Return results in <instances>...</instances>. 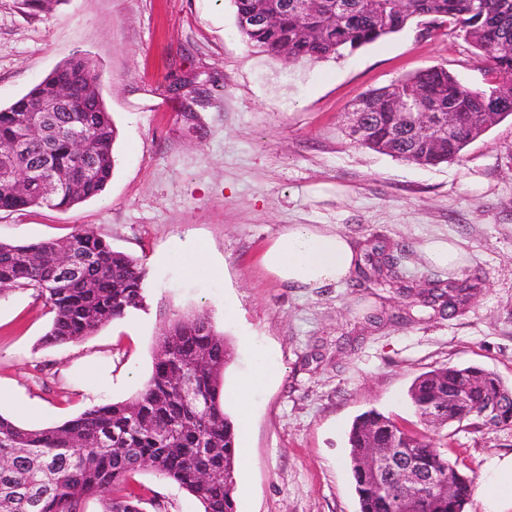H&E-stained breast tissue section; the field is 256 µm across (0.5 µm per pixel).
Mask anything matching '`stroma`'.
I'll return each instance as SVG.
<instances>
[{
  "mask_svg": "<svg viewBox=\"0 0 512 512\" xmlns=\"http://www.w3.org/2000/svg\"><path fill=\"white\" fill-rule=\"evenodd\" d=\"M92 61L116 127L104 190L71 209L0 211V241L25 244L93 230L146 270L145 307L82 341L49 346L53 315L36 290L0 293V416L62 424L89 404L128 401L149 380L156 341L177 315L207 313L230 340V390L266 351L278 377L250 393L248 460L235 471L237 512H359L348 460L355 417L375 409L419 428L407 390L421 373L476 366L512 384V117L461 160L424 167L373 152L345 133L371 89L440 66L467 87L489 77L461 36L411 26L353 52L289 63L242 40L232 0H64L31 16L0 0V107L60 63ZM334 224L357 247L399 246L414 285L445 278L420 248L465 250L476 290L461 312L408 308L389 288L299 294L259 255L284 226ZM202 249L213 275H187ZM388 318L369 323L370 315ZM111 364V388L88 395L76 359ZM448 456L482 476L512 452V427L447 428ZM143 512H199L152 471L128 482Z\"/></svg>",
  "mask_w": 512,
  "mask_h": 512,
  "instance_id": "35a3bbf8",
  "label": "stroma"
}]
</instances>
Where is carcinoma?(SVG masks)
<instances>
[{
  "instance_id": "carcinoma-1",
  "label": "carcinoma",
  "mask_w": 512,
  "mask_h": 512,
  "mask_svg": "<svg viewBox=\"0 0 512 512\" xmlns=\"http://www.w3.org/2000/svg\"><path fill=\"white\" fill-rule=\"evenodd\" d=\"M238 32L249 45L288 59L318 61L344 50H356L431 14L442 27L458 33L476 50L492 81L486 89L462 88L448 70L420 69L397 83L371 90L360 98L368 120L366 132L353 137L375 152L424 166L461 158L471 141L493 125L492 113L512 115V0H233ZM278 16L276 27H245L239 19L258 8ZM81 82L74 112H56L44 123H29V107L56 87L57 74ZM419 94L428 112L452 114L456 133L440 147L413 130L398 125L391 99ZM82 124L86 162L73 148L74 121ZM116 130L98 88L92 63L82 57L67 60L10 106L0 108V142L22 140V149L0 156V167L24 171L32 165L47 177L70 183L52 198L38 186L18 190L0 180V211L30 207L70 209L97 196L112 177ZM66 254L75 272L62 274L58 257ZM145 269L138 260L113 249L91 230L25 245L0 242V292L35 289L53 313L44 342L59 345L79 341L115 318L144 304ZM401 285L405 276L393 250L375 247L366 266L358 268L353 287L369 283ZM434 292L411 291L410 306L431 307L453 315L463 308L474 285L467 278L431 282ZM169 336L157 339V357L144 389L128 402L95 405L61 425L26 428L0 416V512H82V504L97 497L104 512H142L131 493L116 495V487L141 471L151 470L176 482L201 506V512H236L234 499L237 441L234 425L224 413L220 379L233 350L206 315H178L168 322ZM191 383L186 398L174 384ZM408 395L419 416L429 405H445L444 418L430 425L438 432L451 423L487 426L479 407L496 401L501 424L512 421V385L493 372L444 366L419 375ZM349 463L360 512H463L474 490V478L460 472L433 437L399 427L375 410L360 415L349 433ZM394 449L420 468L441 477L436 490L414 486L400 475L376 477L371 462L376 453ZM456 492L448 498V482Z\"/></svg>"
}]
</instances>
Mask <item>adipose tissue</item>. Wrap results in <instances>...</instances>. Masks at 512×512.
<instances>
[{
	"instance_id": "obj_1",
	"label": "adipose tissue",
	"mask_w": 512,
	"mask_h": 512,
	"mask_svg": "<svg viewBox=\"0 0 512 512\" xmlns=\"http://www.w3.org/2000/svg\"><path fill=\"white\" fill-rule=\"evenodd\" d=\"M260 263L271 278L303 292L345 283L357 251L336 225L291 224L267 245ZM480 500L483 512H512V454L488 462Z\"/></svg>"
}]
</instances>
